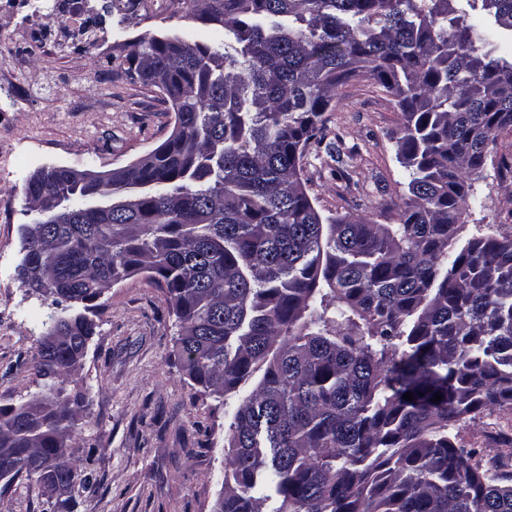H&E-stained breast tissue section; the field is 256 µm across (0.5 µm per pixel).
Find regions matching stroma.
Masks as SVG:
<instances>
[{
    "label": "stroma",
    "mask_w": 512,
    "mask_h": 512,
    "mask_svg": "<svg viewBox=\"0 0 512 512\" xmlns=\"http://www.w3.org/2000/svg\"><path fill=\"white\" fill-rule=\"evenodd\" d=\"M98 20L91 42L72 38L65 0H0V405L41 393L34 380L49 296L16 278L20 229L31 223L22 197L45 165L105 171L134 162L170 135L174 113L162 92L124 74L143 38L179 34L205 40L210 26L182 0H88ZM326 144L303 162L310 196L324 215L394 222L408 197L398 159L402 115L392 96L360 77L340 87L324 115ZM459 242L512 236V133H498L474 175ZM98 326L83 366L62 385L85 397L77 457L96 453L91 491L76 490L65 512H214L224 480V436L241 394L217 398L189 379L176 349L178 322L164 288L144 274L114 284L98 300ZM470 448L512 454V409L481 414L461 431ZM43 491L24 478L0 491V512H42Z\"/></svg>",
    "instance_id": "obj_1"
}]
</instances>
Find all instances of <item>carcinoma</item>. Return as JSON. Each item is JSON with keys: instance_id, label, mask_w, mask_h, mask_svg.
<instances>
[{"instance_id": "carcinoma-1", "label": "carcinoma", "mask_w": 512, "mask_h": 512, "mask_svg": "<svg viewBox=\"0 0 512 512\" xmlns=\"http://www.w3.org/2000/svg\"><path fill=\"white\" fill-rule=\"evenodd\" d=\"M188 2L221 46L153 36L124 69L147 84V58L168 76L169 138L110 184L63 167L23 185L65 209L22 227L18 281L86 310L43 322L49 394L0 406V482L35 480L45 512L61 504L53 481L91 485L67 453L84 399L60 383L96 333V301L145 273L169 294L194 384L222 397L264 368L233 412L222 512H512V465L459 439L512 408V237L451 250L470 177L512 131V53L474 16L512 33V0ZM360 75L403 117L410 180L393 224L325 217L301 178L337 89ZM109 187L142 202L91 214L88 193Z\"/></svg>"}]
</instances>
